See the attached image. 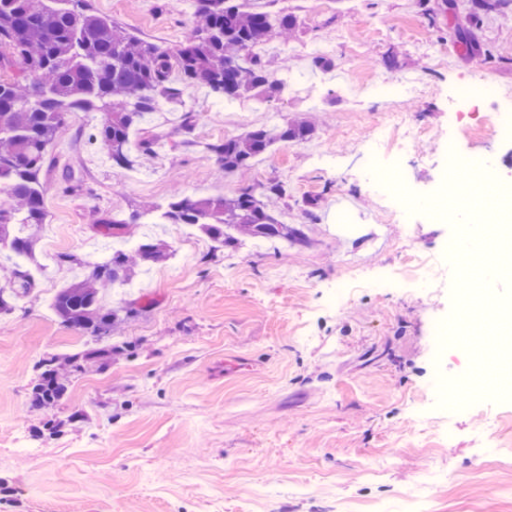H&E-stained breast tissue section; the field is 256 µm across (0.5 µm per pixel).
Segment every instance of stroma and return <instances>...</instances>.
<instances>
[{
  "label": "stroma",
  "mask_w": 512,
  "mask_h": 512,
  "mask_svg": "<svg viewBox=\"0 0 512 512\" xmlns=\"http://www.w3.org/2000/svg\"><path fill=\"white\" fill-rule=\"evenodd\" d=\"M244 4L298 17L293 40L269 43L264 58L275 74L301 78L299 89L218 112L207 89L187 88L146 117L157 155H142L140 133L131 135L130 168L89 143L99 113L72 114L42 174L57 242L43 285L58 291L111 248L101 219L177 193L223 197L283 182L278 217L305 240L192 248L176 225H140L177 255L139 271L133 292L107 293L111 306L137 310L112 335L128 352L89 362L42 409L28 404L38 363L104 342L44 316L39 296L0 312V512H512V459L498 452L512 441V400L448 412L434 404L443 382L466 379L471 356L435 334L454 310L445 268L409 261L442 255L455 238L451 223L422 211L446 182L449 136L460 152L490 157L486 194L512 181V138L471 132L489 114L512 113V0L474 29L448 0ZM88 5L159 45L178 44L197 23L193 0ZM325 43L326 72L312 65ZM407 78L416 94L392 102L371 92ZM476 81L495 95L449 109L454 89ZM393 108L428 134L374 151ZM187 112L197 115L189 136L180 131ZM297 117L314 122L309 140L276 143L237 171H221L202 149ZM370 166L400 169L413 185L420 207L410 223L362 182ZM387 271L396 285L373 287ZM341 284L346 297L331 302ZM230 360L243 370L226 373Z\"/></svg>",
  "instance_id": "stroma-1"
}]
</instances>
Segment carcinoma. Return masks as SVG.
Returning <instances> with one entry per match:
<instances>
[{
  "mask_svg": "<svg viewBox=\"0 0 512 512\" xmlns=\"http://www.w3.org/2000/svg\"><path fill=\"white\" fill-rule=\"evenodd\" d=\"M501 0H452L451 9L466 12L477 26ZM199 23L191 35L173 46L144 41L129 29L88 8L87 0H0V64L12 70L0 77V254L34 251L35 232L46 221L42 170L76 111L100 113L89 141L100 145L112 164L127 166L130 133L162 102L183 94V88L204 87L228 101H268L281 93L284 81L267 69L253 50L299 28L291 13L257 11L243 0H195ZM314 130L310 121L258 128L206 145L226 172L249 166L279 141L302 143ZM286 189L272 183L247 188L232 197L171 199L161 217L167 224L197 228L220 246L241 238L299 241L300 229L278 219L271 203ZM171 246L158 237L141 238L134 250L114 249L91 264L82 279L60 289L51 306L62 323L82 335L108 337L132 314L108 307L100 289L132 282L138 268L169 260ZM36 288V278L10 264L6 286L0 287V312ZM122 351L113 345L65 359L79 373L92 359L106 362ZM43 371L29 393L30 405L42 408L62 400L67 379L57 360Z\"/></svg>",
  "mask_w": 512,
  "mask_h": 512,
  "instance_id": "cac0c4a2",
  "label": "carcinoma"
}]
</instances>
